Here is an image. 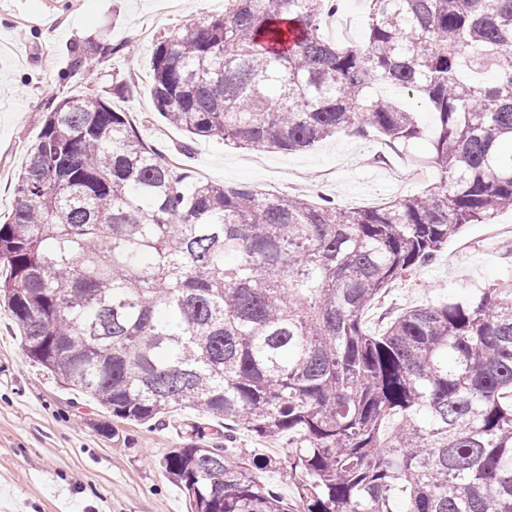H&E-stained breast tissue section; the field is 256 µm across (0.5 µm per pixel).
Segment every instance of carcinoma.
Listing matches in <instances>:
<instances>
[{
  "instance_id": "cac0c4a2",
  "label": "carcinoma",
  "mask_w": 512,
  "mask_h": 512,
  "mask_svg": "<svg viewBox=\"0 0 512 512\" xmlns=\"http://www.w3.org/2000/svg\"><path fill=\"white\" fill-rule=\"evenodd\" d=\"M224 0L154 44L151 95L190 139L300 151L349 131L423 138L439 185L378 206L200 182L99 95L59 99L0 224V301L23 355L113 418L203 415L159 460L187 512H512V279L365 312L468 224L512 209V0ZM242 427L285 460L231 447ZM285 466V500L255 471ZM339 8L336 14L329 18L324 33L333 42L338 44L343 43L346 39H351V43H361L364 41L367 16H368V3L366 0H340ZM341 23L347 25L349 32L345 36H336L328 32L330 25Z\"/></svg>"
}]
</instances>
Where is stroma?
Masks as SVG:
<instances>
[{
  "mask_svg": "<svg viewBox=\"0 0 512 512\" xmlns=\"http://www.w3.org/2000/svg\"><path fill=\"white\" fill-rule=\"evenodd\" d=\"M224 0H0V216H8L26 147L43 126L51 97H109L140 135L167 146L190 181L246 186L263 193L323 195L352 208L376 205L437 186L427 143L436 116L419 97L401 95L425 138L391 150L377 137L337 133L302 152L232 148L200 138L180 152L182 131L156 114L149 59L160 36L217 15ZM108 46L94 73L72 72L73 51ZM422 169V178L399 172ZM512 275V210L493 223L469 224L435 260L394 281L366 324L381 314L442 304L495 287ZM92 401L59 387L24 357L13 319L0 309V512H185L184 498L157 461L177 446L174 422L148 428L114 423Z\"/></svg>",
  "mask_w": 512,
  "mask_h": 512,
  "instance_id": "1",
  "label": "stroma"
}]
</instances>
